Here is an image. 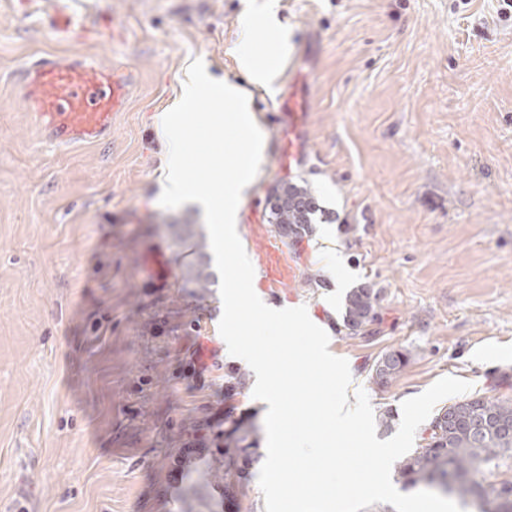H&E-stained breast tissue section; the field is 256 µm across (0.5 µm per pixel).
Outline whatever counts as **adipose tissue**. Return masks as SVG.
<instances>
[{
    "mask_svg": "<svg viewBox=\"0 0 512 512\" xmlns=\"http://www.w3.org/2000/svg\"><path fill=\"white\" fill-rule=\"evenodd\" d=\"M252 17H244V39L239 42L235 54L239 68L246 73L250 83L257 88L271 89L281 75L280 56L288 52V35L281 27L273 11H265L260 23H263L268 40L275 49L274 57L266 61H258L251 49L255 37V25Z\"/></svg>",
    "mask_w": 512,
    "mask_h": 512,
    "instance_id": "ef3b65f1",
    "label": "adipose tissue"
}]
</instances>
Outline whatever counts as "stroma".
<instances>
[{
  "label": "stroma",
  "instance_id": "35a3bbf8",
  "mask_svg": "<svg viewBox=\"0 0 512 512\" xmlns=\"http://www.w3.org/2000/svg\"><path fill=\"white\" fill-rule=\"evenodd\" d=\"M94 41L58 38L23 0H0V512H228L219 454L167 468L205 405L250 412L265 448V407L251 387L224 399L195 387L182 350L227 361L218 288L186 279L207 229L202 212L163 208L160 118L187 63L244 83L232 54L244 12L270 7L292 48L272 91L252 92L264 162L238 235L273 237V185L306 182L329 222L285 238L297 276L253 285L278 307L306 306L353 388L374 412L399 409L455 376L472 395L512 398V17L502 0H82ZM84 56L122 68L129 99L105 146L45 143L20 96L35 56ZM305 94L296 163L287 120L269 100ZM163 249L168 276L145 253ZM367 283L379 319L342 326L350 288ZM104 333L95 335L93 322ZM401 349L385 386L370 369Z\"/></svg>",
  "mask_w": 512,
  "mask_h": 512
}]
</instances>
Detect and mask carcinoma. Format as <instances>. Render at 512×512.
I'll use <instances>...</instances> for the list:
<instances>
[{
    "instance_id": "carcinoma-1",
    "label": "carcinoma",
    "mask_w": 512,
    "mask_h": 512,
    "mask_svg": "<svg viewBox=\"0 0 512 512\" xmlns=\"http://www.w3.org/2000/svg\"><path fill=\"white\" fill-rule=\"evenodd\" d=\"M276 201L270 203L271 223L279 235L302 236L312 232L314 216L320 211L307 185L283 182L277 186ZM188 282L202 291L214 283L213 273L201 259L190 270ZM377 296L369 285L346 293L343 327L357 334L378 319ZM408 353L393 350L374 365L372 383L383 386L408 364ZM246 373L229 365L224 371V397L241 394ZM237 420L227 425L234 430L224 435V497L237 498L249 468L258 459L255 444H244L238 435ZM424 446L397 462V475L406 487L424 485L456 496L463 506H477L476 512H512V489L502 481V489L486 478L500 467V460L512 456V400L476 396L439 409L422 432Z\"/></svg>"
}]
</instances>
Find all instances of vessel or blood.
<instances>
[{
	"instance_id": "vessel-or-blood-1",
	"label": "vessel or blood",
	"mask_w": 512,
	"mask_h": 512,
	"mask_svg": "<svg viewBox=\"0 0 512 512\" xmlns=\"http://www.w3.org/2000/svg\"><path fill=\"white\" fill-rule=\"evenodd\" d=\"M75 8L57 9L54 30L89 38L76 29ZM23 103L40 124L46 143L63 147L74 143L100 144L112 136V119L124 109L128 96L125 72L84 59L63 60L45 53L23 69ZM255 248L262 256L260 271L266 287L279 288L295 276V263L277 240L260 237Z\"/></svg>"
}]
</instances>
